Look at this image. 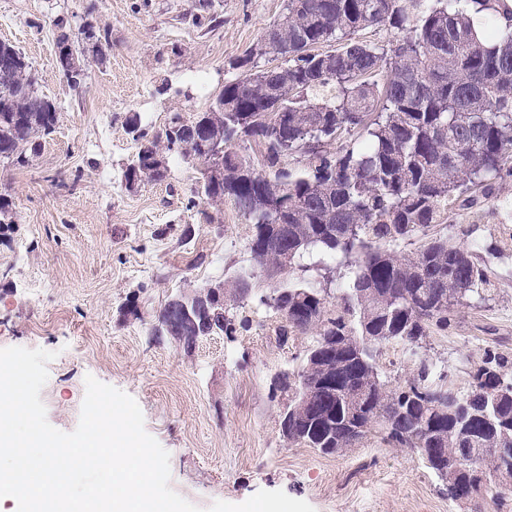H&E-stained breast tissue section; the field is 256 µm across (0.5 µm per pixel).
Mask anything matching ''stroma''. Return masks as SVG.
Returning a JSON list of instances; mask_svg holds the SVG:
<instances>
[{
  "mask_svg": "<svg viewBox=\"0 0 512 512\" xmlns=\"http://www.w3.org/2000/svg\"><path fill=\"white\" fill-rule=\"evenodd\" d=\"M284 0H0V41L16 45L53 99L60 119L29 165L0 162V195L14 222L0 229V348L55 352L41 391L48 422L79 423L85 378L132 396L146 431L170 454V486L201 512H469L448 499L408 449L371 433L342 455H324L282 436L284 394L276 374L295 368L309 342H279L278 319L255 304L232 311L230 335L192 351L156 344L142 315L188 289L249 266V226L231 202L211 218L195 194L197 173L168 160L159 182L126 188L135 149L126 120L151 131L173 116L207 111L232 62L261 39ZM111 49L88 60L81 88L56 61L60 29L85 26ZM512 178L448 221L467 241L500 240L497 206ZM191 236H184L185 228ZM512 359V259L487 301L460 306L425 352L466 391L485 352Z\"/></svg>",
  "mask_w": 512,
  "mask_h": 512,
  "instance_id": "1",
  "label": "stroma"
}]
</instances>
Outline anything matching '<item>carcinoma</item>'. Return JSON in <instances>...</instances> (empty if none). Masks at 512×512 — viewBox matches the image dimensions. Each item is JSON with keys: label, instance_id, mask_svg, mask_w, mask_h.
Instances as JSON below:
<instances>
[{"label": "carcinoma", "instance_id": "1", "mask_svg": "<svg viewBox=\"0 0 512 512\" xmlns=\"http://www.w3.org/2000/svg\"><path fill=\"white\" fill-rule=\"evenodd\" d=\"M395 34L390 45L360 36ZM235 61L245 73L224 84L215 105L190 122L176 115L151 134L127 119L135 154L125 182H157L150 158L172 153L198 170L204 203L229 200L250 224L254 266L274 288L228 284L224 312L200 308L199 331L235 330L230 310L252 300L280 319L277 335L310 337L288 395V443L324 455L355 448L375 429L410 449L442 481L448 498L512 500V370L484 354L461 393L418 353L448 330L458 306L481 303L493 270L476 244L433 229L448 204L468 206L512 176V8L506 0H286L284 14ZM335 43L324 51L321 46ZM286 55L268 76L263 57ZM0 160L28 165L59 120L25 56L0 41ZM357 133L339 151L342 134ZM258 147V170L236 149ZM224 144L223 177L200 161L205 143ZM304 158L301 167L290 158ZM282 212V228L273 220ZM417 240L414 252L400 245ZM306 256L351 276L336 296L289 278ZM400 344L413 378L392 388L377 357Z\"/></svg>", "mask_w": 512, "mask_h": 512}]
</instances>
